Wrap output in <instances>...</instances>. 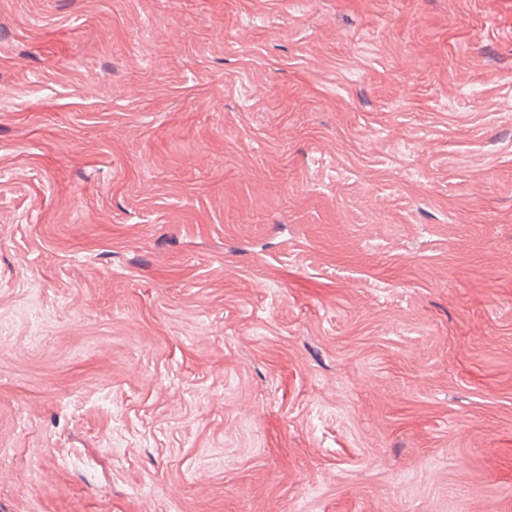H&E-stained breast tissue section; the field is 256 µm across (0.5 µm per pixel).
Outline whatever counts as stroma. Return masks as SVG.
<instances>
[{"mask_svg":"<svg viewBox=\"0 0 512 512\" xmlns=\"http://www.w3.org/2000/svg\"><path fill=\"white\" fill-rule=\"evenodd\" d=\"M0 512H512V0H0Z\"/></svg>","mask_w":512,"mask_h":512,"instance_id":"35a3bbf8","label":"stroma"}]
</instances>
